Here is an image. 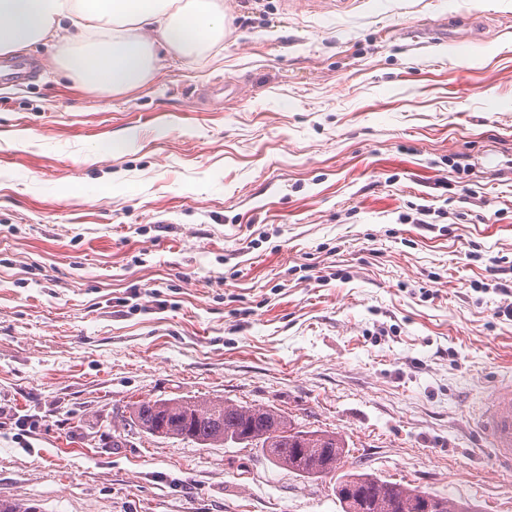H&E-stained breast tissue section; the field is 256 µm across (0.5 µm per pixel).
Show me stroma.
Returning <instances> with one entry per match:
<instances>
[{"instance_id":"35a3bbf8","label":"stroma","mask_w":512,"mask_h":512,"mask_svg":"<svg viewBox=\"0 0 512 512\" xmlns=\"http://www.w3.org/2000/svg\"><path fill=\"white\" fill-rule=\"evenodd\" d=\"M224 13L223 44L127 94L42 44L17 54L35 80L0 79V499L342 512L329 479L262 449L124 421L210 398L337 433L345 468L512 512L479 420L512 383V0Z\"/></svg>"}]
</instances>
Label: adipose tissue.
<instances>
[{
	"mask_svg": "<svg viewBox=\"0 0 512 512\" xmlns=\"http://www.w3.org/2000/svg\"><path fill=\"white\" fill-rule=\"evenodd\" d=\"M224 36L223 0H0V54L53 42L62 71L112 95L147 85L160 55L186 61Z\"/></svg>",
	"mask_w": 512,
	"mask_h": 512,
	"instance_id": "adipose-tissue-1",
	"label": "adipose tissue"
}]
</instances>
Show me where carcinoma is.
I'll list each match as a JSON object with an SVG mask.
<instances>
[{"instance_id": "carcinoma-1", "label": "carcinoma", "mask_w": 512, "mask_h": 512, "mask_svg": "<svg viewBox=\"0 0 512 512\" xmlns=\"http://www.w3.org/2000/svg\"><path fill=\"white\" fill-rule=\"evenodd\" d=\"M129 425L155 437L191 439L210 447L236 444L264 448L276 465L305 477L335 478L334 491L342 512H422L423 498L440 505V512H464L460 503L362 472H344L336 465L321 468L329 453L336 462L346 455V444L334 432L296 427L280 410L243 406L222 399L180 398L138 400L128 407ZM0 512H41L30 501L0 500Z\"/></svg>"}]
</instances>
